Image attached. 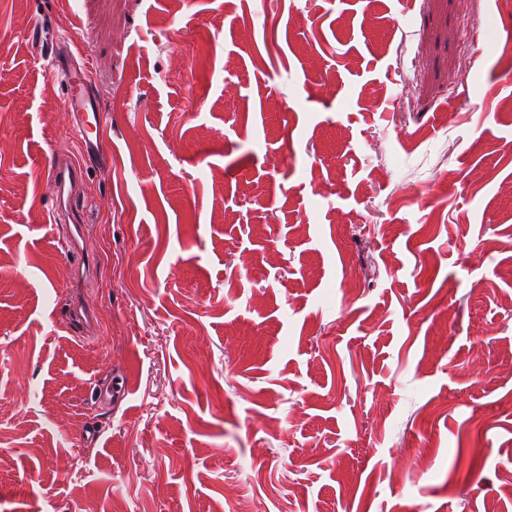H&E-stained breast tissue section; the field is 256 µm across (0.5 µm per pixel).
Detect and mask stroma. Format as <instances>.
<instances>
[{"label": "stroma", "instance_id": "1", "mask_svg": "<svg viewBox=\"0 0 512 512\" xmlns=\"http://www.w3.org/2000/svg\"><path fill=\"white\" fill-rule=\"evenodd\" d=\"M243 504L512 512V0H0V512ZM75 49L82 65L73 66L76 60ZM52 65L55 74L63 81L67 89L65 110L71 116L72 131L82 152V163L64 161L54 151L51 152L48 166V186L53 208L48 215L49 223L55 228L60 216L69 212L72 201L86 183L88 163L103 165L107 160V151L103 137L98 133L102 122V113L98 97L94 94V74L92 61L81 48L65 38L56 45ZM62 59L66 60V63Z\"/></svg>", "mask_w": 512, "mask_h": 512}]
</instances>
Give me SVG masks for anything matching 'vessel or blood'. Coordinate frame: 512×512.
I'll list each match as a JSON object with an SVG mask.
<instances>
[{
	"mask_svg": "<svg viewBox=\"0 0 512 512\" xmlns=\"http://www.w3.org/2000/svg\"><path fill=\"white\" fill-rule=\"evenodd\" d=\"M52 64L66 86L65 110L72 118V131L83 157L79 163L63 160L56 154L50 158L48 185L53 208L48 218L54 224L69 212L75 195L85 185L89 162L105 164L107 151L104 139L98 133L102 114L93 91L91 59L87 53H74L72 42L64 39L56 45Z\"/></svg>",
	"mask_w": 512,
	"mask_h": 512,
	"instance_id": "vessel-or-blood-1",
	"label": "vessel or blood"
}]
</instances>
